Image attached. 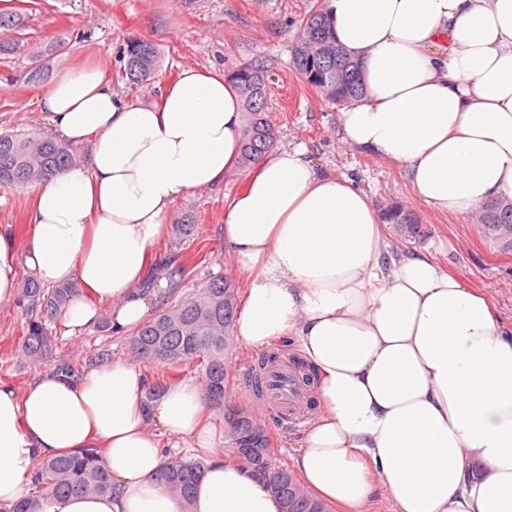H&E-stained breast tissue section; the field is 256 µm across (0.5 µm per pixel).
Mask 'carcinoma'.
Returning a JSON list of instances; mask_svg holds the SVG:
<instances>
[{
  "mask_svg": "<svg viewBox=\"0 0 512 512\" xmlns=\"http://www.w3.org/2000/svg\"><path fill=\"white\" fill-rule=\"evenodd\" d=\"M25 25L20 10L0 11V30L19 31ZM161 54L148 41L133 40L125 49L123 72L131 85H143L155 77ZM296 70L330 101L346 105L360 100L365 85L359 64L332 36L324 13L318 9L304 16L297 42L292 47ZM230 76L238 83L244 110V139L241 164L258 162L275 146L276 132L265 112L268 94V70L250 64ZM80 161V153L71 144L44 138L35 133L0 134V185L24 186L39 182L59 168ZM387 223L404 241H418L424 231L416 216L402 204L393 202L384 208ZM481 223L502 251H512V203L493 202L483 207ZM78 292L75 285H63L53 293L52 307L46 317L64 306ZM22 301L30 313L45 305L43 288L30 276L22 288ZM238 290L221 275L210 278L199 288H191L173 306L141 325L130 337L129 345L141 359L158 362L165 370L147 383L143 403L150 407L168 385L170 378L195 366L210 387L209 401L217 412L236 410L245 415L238 421L248 425L254 414L229 398L230 387L224 370V354L232 348V333L237 317ZM25 352L34 358L52 353L54 341L38 318L27 322L22 340ZM204 463L175 457L168 459L156 474L157 483L176 495L189 512L195 486ZM267 487L277 496L282 512H327V505L310 495L288 468L271 465ZM34 492L41 496L105 495L112 492V479L104 467L98 449L81 451L43 461L33 476Z\"/></svg>",
  "mask_w": 512,
  "mask_h": 512,
  "instance_id": "carcinoma-1",
  "label": "carcinoma"
}]
</instances>
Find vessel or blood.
Masks as SVG:
<instances>
[{
	"label": "vessel or blood",
	"mask_w": 512,
	"mask_h": 512,
	"mask_svg": "<svg viewBox=\"0 0 512 512\" xmlns=\"http://www.w3.org/2000/svg\"><path fill=\"white\" fill-rule=\"evenodd\" d=\"M263 380L268 411L291 423L300 421L312 398V390L295 366L288 359H280L266 366Z\"/></svg>",
	"instance_id": "obj_1"
}]
</instances>
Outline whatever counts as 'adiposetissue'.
I'll use <instances>...</instances> for the list:
<instances>
[{"label":"adipose tissue","instance_id":"obj_1","mask_svg":"<svg viewBox=\"0 0 512 512\" xmlns=\"http://www.w3.org/2000/svg\"><path fill=\"white\" fill-rule=\"evenodd\" d=\"M337 41L362 65L366 96L339 114L348 143L402 167L414 196L452 217L512 200V0H324ZM49 137L81 163L23 187L28 232L0 228V305L18 257L78 295L54 318L79 337L157 310L175 261L159 250L182 197L223 185L240 159L239 89L185 66L132 103L104 68L58 72L37 97ZM383 219L353 179L315 168L305 145L271 149L224 206V251L244 275L235 334L295 343L315 368L320 412L295 471L316 498L363 512H512V330L493 300L429 255L391 256ZM124 358L66 377L0 380V505L31 512H183L155 474L165 439L205 464L192 512H280L234 455L214 451L196 382L144 408ZM103 449L113 491L31 497L37 462Z\"/></svg>","mask_w":512,"mask_h":512}]
</instances>
